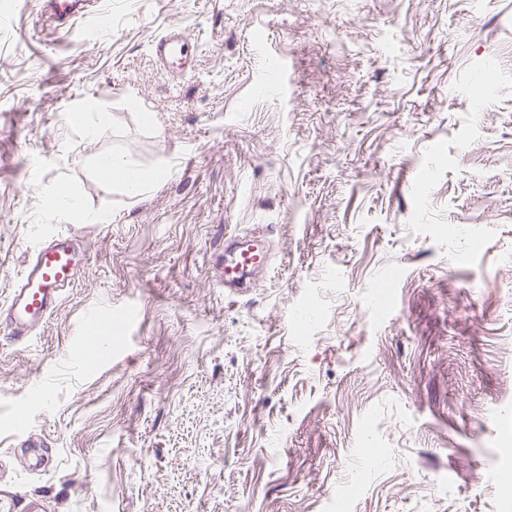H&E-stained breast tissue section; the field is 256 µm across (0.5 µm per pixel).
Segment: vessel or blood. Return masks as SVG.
<instances>
[{"label":"vessel or blood","instance_id":"obj_1","mask_svg":"<svg viewBox=\"0 0 512 512\" xmlns=\"http://www.w3.org/2000/svg\"><path fill=\"white\" fill-rule=\"evenodd\" d=\"M112 0H41L45 25L54 26L64 36L79 35L87 20L111 12ZM154 59L171 87H178L194 72L198 42L184 27L169 26L150 44ZM273 261L266 235L228 236L219 262L224 269L225 293L236 294L263 279ZM86 254L78 235L59 233L38 245L25 262L5 305L0 306V327L18 346L31 344L63 301L67 291L79 281ZM41 500L19 493L0 492V512H43Z\"/></svg>","mask_w":512,"mask_h":512}]
</instances>
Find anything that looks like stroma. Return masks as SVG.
Masks as SVG:
<instances>
[{
  "instance_id": "stroma-1",
  "label": "stroma",
  "mask_w": 512,
  "mask_h": 512,
  "mask_svg": "<svg viewBox=\"0 0 512 512\" xmlns=\"http://www.w3.org/2000/svg\"><path fill=\"white\" fill-rule=\"evenodd\" d=\"M39 8L0 0V305L45 236L88 261L0 345V488L325 512L360 472L349 512H512V0H113L78 42ZM175 23L200 52L173 90ZM110 153L157 181L108 184ZM258 229L272 267L225 294V234ZM150 48L171 87H178L194 73V59L199 52L198 42L185 27H167L152 39Z\"/></svg>"
}]
</instances>
